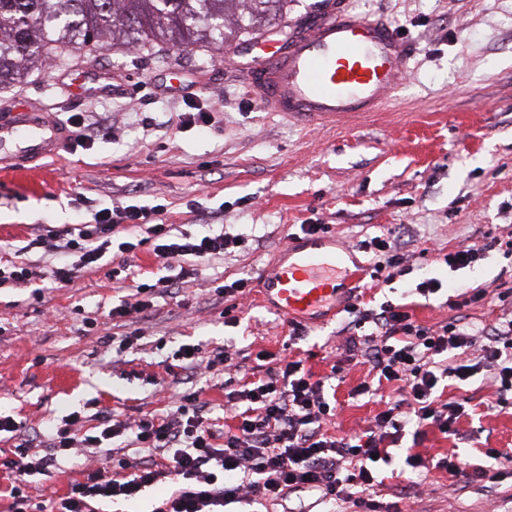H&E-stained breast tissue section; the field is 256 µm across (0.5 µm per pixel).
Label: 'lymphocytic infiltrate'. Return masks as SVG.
Masks as SVG:
<instances>
[{"instance_id": "f902f5d3", "label": "lymphocytic infiltrate", "mask_w": 512, "mask_h": 512, "mask_svg": "<svg viewBox=\"0 0 512 512\" xmlns=\"http://www.w3.org/2000/svg\"><path fill=\"white\" fill-rule=\"evenodd\" d=\"M164 206H127L96 212L93 223L78 227L66 251L78 259L51 272L33 262L0 267V285L28 287L44 278L67 286L80 272L116 248L122 261L112 269L116 282L134 281L128 257L137 243L120 240V233L147 226L153 253L166 268H178L179 278L195 276L199 264L237 247L241 238L229 233L198 237L173 233L165 224ZM351 332L341 345L344 361L367 366V378L357 394L369 393L373 382L386 384L392 398L362 433L335 436L328 426L335 415L327 394L328 376L306 368L302 360L275 359L257 365L255 379L225 390L224 412L233 421L223 428L212 406L199 392L180 396L176 406L160 416L132 420L111 412L98 416L101 431L86 434L80 417H73L42 455L26 447L13 449L4 465L15 475L7 512H96L102 500H131L144 488L166 478L184 479L186 487L163 500L154 512H224L230 503L283 500L297 492H315L327 501L353 504L373 512L381 482L372 460L391 463L389 447L407 425L435 426L456 434L468 414L467 400H442V381L466 382L483 376L496 389V405L512 394V318L491 328H474L459 318L445 325L417 324L400 306L381 310L352 304ZM371 333H364V326ZM127 436L148 454L130 461L113 460L105 441ZM80 456L79 479L60 497L36 499L30 493L33 476H51L58 456Z\"/></svg>"}]
</instances>
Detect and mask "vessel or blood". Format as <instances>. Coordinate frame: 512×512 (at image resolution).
Returning <instances> with one entry per match:
<instances>
[{"instance_id": "vessel-or-blood-1", "label": "vessel or blood", "mask_w": 512, "mask_h": 512, "mask_svg": "<svg viewBox=\"0 0 512 512\" xmlns=\"http://www.w3.org/2000/svg\"><path fill=\"white\" fill-rule=\"evenodd\" d=\"M414 48L391 26L328 4L311 30L291 36L270 58L248 67L249 92L268 112L307 126L333 125L375 112L408 74ZM25 140L24 157L57 152L61 126L28 121L25 113L0 121V147ZM350 250L319 235L295 238L277 266L262 272V301L288 318L319 322L329 306L365 278Z\"/></svg>"}]
</instances>
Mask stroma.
<instances>
[{
	"instance_id": "35a3bbf8",
	"label": "stroma",
	"mask_w": 512,
	"mask_h": 512,
	"mask_svg": "<svg viewBox=\"0 0 512 512\" xmlns=\"http://www.w3.org/2000/svg\"><path fill=\"white\" fill-rule=\"evenodd\" d=\"M335 1L354 16L402 30L416 47L389 104L347 123L303 127L262 111L245 81L248 65L273 55L328 0H290L270 26L221 47L69 52L0 89L1 117L22 103L65 127L77 117L92 129L106 118L117 129L86 148L32 159L25 174L4 169L18 145L0 150V262L52 269L63 256L26 251L32 234L92 221L96 211L117 205L161 204L176 230L245 239L122 326L110 315L126 294L113 285L112 254L66 287L48 279L35 290L1 285L0 412L24 422L27 436L46 440L70 414L91 422L105 408L162 415L196 390L214 416H223L224 372L181 369L174 353L185 343L206 353L234 345L245 370L266 352L299 355L327 374L326 357L351 319L344 307L322 326L305 327L293 343L287 319L258 295L260 271L305 224L326 225L367 265L360 288L368 307L405 306L424 326L461 316L490 327L512 312V297L502 302L496 295L512 290V256L501 247L512 240V0ZM75 83L85 88L76 98ZM178 92L212 113L211 124H182V108L172 101ZM194 200L200 209L191 208ZM389 235L410 269L390 282L386 254L364 246ZM465 245L481 248L477 262L459 270L443 262ZM431 277L441 290L418 294L416 285ZM241 278L249 289L225 316L214 290ZM480 289L483 300L465 303ZM134 330L139 339L116 354L112 337ZM365 374L356 366L336 383L332 431H361L382 409L379 398L353 393ZM443 396L469 401L458 436L429 426L420 441L404 437L390 450L391 464H378L381 474L411 449L434 459L456 453L483 466L485 449L512 450V403L494 406L493 387L476 377ZM409 478L411 512H512V468L489 487L438 469Z\"/></svg>"
}]
</instances>
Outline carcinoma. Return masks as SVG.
Segmentation results:
<instances>
[{
	"mask_svg": "<svg viewBox=\"0 0 512 512\" xmlns=\"http://www.w3.org/2000/svg\"><path fill=\"white\" fill-rule=\"evenodd\" d=\"M287 0H0V87L65 52L165 42L222 46Z\"/></svg>",
	"mask_w": 512,
	"mask_h": 512,
	"instance_id": "cac0c4a2",
	"label": "carcinoma"
}]
</instances>
